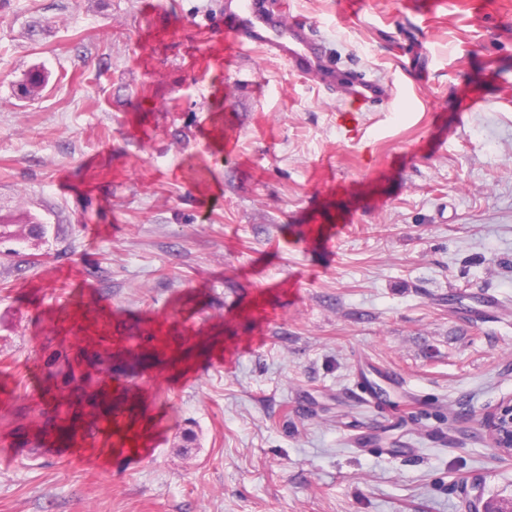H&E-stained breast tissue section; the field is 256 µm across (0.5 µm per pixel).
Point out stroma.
Listing matches in <instances>:
<instances>
[{"label":"stroma","instance_id":"obj_1","mask_svg":"<svg viewBox=\"0 0 512 512\" xmlns=\"http://www.w3.org/2000/svg\"><path fill=\"white\" fill-rule=\"evenodd\" d=\"M260 2L395 100L234 50L224 0H0V212L48 226L0 262V512L512 501V0ZM97 335L128 447L19 446ZM389 85L377 76L356 72L348 80L347 94L358 98L365 105L375 106L389 101ZM484 424L493 432L490 438L493 448L501 455L512 457V399L499 404Z\"/></svg>","mask_w":512,"mask_h":512}]
</instances>
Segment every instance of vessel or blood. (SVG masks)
<instances>
[{"instance_id": "b4317fda", "label": "vessel or blood", "mask_w": 512, "mask_h": 512, "mask_svg": "<svg viewBox=\"0 0 512 512\" xmlns=\"http://www.w3.org/2000/svg\"><path fill=\"white\" fill-rule=\"evenodd\" d=\"M224 13L233 19L228 33L236 49L262 48L283 60L293 73L303 78L322 71L324 56L321 44L305 26L268 14L256 0H224ZM347 94L365 105L375 106L388 101L389 87L379 77L356 72L348 80Z\"/></svg>"}]
</instances>
